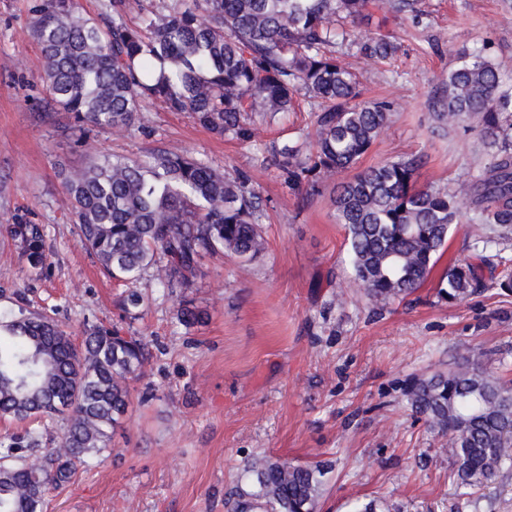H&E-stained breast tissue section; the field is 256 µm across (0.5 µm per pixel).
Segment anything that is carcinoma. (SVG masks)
I'll list each match as a JSON object with an SVG mask.
<instances>
[{"mask_svg":"<svg viewBox=\"0 0 512 512\" xmlns=\"http://www.w3.org/2000/svg\"><path fill=\"white\" fill-rule=\"evenodd\" d=\"M110 0L112 13H81L75 0H32L31 32L42 51L46 103L83 134L128 131L145 105L188 112L210 132L251 137L258 118L318 102L315 152L298 142L271 146L291 181L310 187L354 169L387 124L393 99H360L355 73L336 57V39L365 60L392 58V36L351 39L347 22L370 6L400 14L418 0ZM142 22L129 18L132 9ZM438 126L464 123L488 148L475 179L441 189L416 186L415 159L387 161L342 183L336 221L347 234L354 281L383 308L416 292L459 222L463 207L478 234L476 262L448 266L437 295L463 301L482 285L483 252L512 240V89L484 51L463 53L431 103ZM79 242L103 273L127 287L120 307L136 320L148 297L134 287L149 274L171 295L190 287L201 260L218 250L248 262L266 249L259 192L245 180L167 148L142 158L93 157L64 173ZM36 275L50 251L45 229L23 219L6 227ZM204 313L181 305L191 328ZM152 356L146 337L117 325L85 324L75 341L47 312H0V512H44L50 490L111 451L110 432L129 406V385ZM413 414L448 437L457 489L467 495L512 470V388L477 358L408 381ZM325 461L294 464L251 456L231 491V512H317Z\"/></svg>","mask_w":512,"mask_h":512,"instance_id":"carcinoma-1","label":"carcinoma"}]
</instances>
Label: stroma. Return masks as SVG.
Listing matches in <instances>:
<instances>
[{"label":"stroma","mask_w":512,"mask_h":512,"mask_svg":"<svg viewBox=\"0 0 512 512\" xmlns=\"http://www.w3.org/2000/svg\"><path fill=\"white\" fill-rule=\"evenodd\" d=\"M29 5L0 0V308L21 296L55 309L74 335L90 320L131 327L155 343L144 378L131 385L111 455L52 492L45 512H228L225 493L255 452L331 461L318 512H350L369 500L381 512H512V472L457 495L442 436L413 417L403 395L411 377L475 354L512 385V291L496 284L500 266L483 268L482 287L462 302L437 297L448 266L473 258L477 228L468 216L421 287L373 313L336 222L337 179L312 191L289 181L271 157L273 142L312 130V112L255 121L245 141L215 135L155 101L131 131L77 138L44 122L37 107L45 88ZM422 8L418 21L373 8L351 24L357 39L396 37L390 62L344 48L337 55L358 73L364 97L398 103L360 168L416 157L418 186L448 188L476 178L487 153L464 128L433 132L432 92L458 52L485 44L512 86V0H424ZM157 147L248 179L264 200L267 249L249 263L220 251L206 256L179 298L143 280L150 303L131 321L118 305L122 287L78 240L59 173L91 157L139 158ZM21 216L44 226L51 250L36 279L4 230ZM183 299L207 312L203 324H176Z\"/></svg>","instance_id":"35a3bbf8"}]
</instances>
